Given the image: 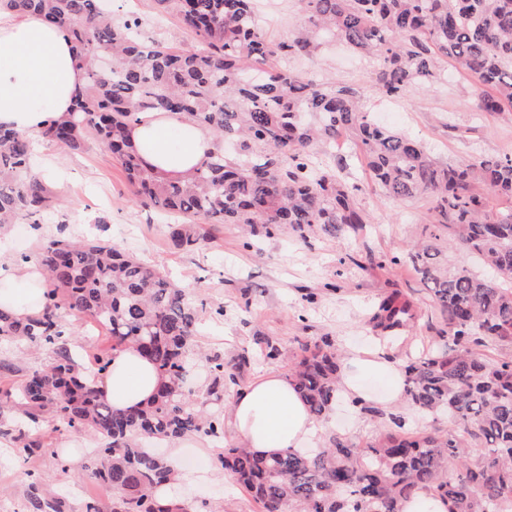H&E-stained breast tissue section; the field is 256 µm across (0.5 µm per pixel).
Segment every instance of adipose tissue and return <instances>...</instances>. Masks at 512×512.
<instances>
[{
    "mask_svg": "<svg viewBox=\"0 0 512 512\" xmlns=\"http://www.w3.org/2000/svg\"><path fill=\"white\" fill-rule=\"evenodd\" d=\"M85 82L70 40L35 14H18L0 0V127L40 140L49 118L65 116ZM129 136L145 166L176 180L201 167L217 145L205 126L177 113H159L135 124ZM44 272L38 261L0 259V310L22 319L43 308ZM160 377L154 365L130 347L114 355L100 384L104 399L122 410L143 406ZM338 389L349 402L404 403L400 360L384 348L351 349L340 361ZM226 427L258 456L301 452L323 427L310 414L288 374H266L234 396Z\"/></svg>",
    "mask_w": 512,
    "mask_h": 512,
    "instance_id": "obj_1",
    "label": "adipose tissue"
}]
</instances>
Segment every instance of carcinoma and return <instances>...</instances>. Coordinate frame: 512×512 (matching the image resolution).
Returning a JSON list of instances; mask_svg holds the SVG:
<instances>
[{"label": "carcinoma", "mask_w": 512, "mask_h": 512, "mask_svg": "<svg viewBox=\"0 0 512 512\" xmlns=\"http://www.w3.org/2000/svg\"><path fill=\"white\" fill-rule=\"evenodd\" d=\"M155 3L208 51L147 40L137 16L116 21L100 0H7L12 10L60 28L85 69L82 94L65 118L46 124L43 139L74 151L90 138L103 144L122 161L138 203L176 218L170 225L176 247L195 250L205 242L201 221L245 224L267 237L336 236L368 223L356 203L358 186L311 161L317 144L349 133L376 186L402 202L431 199L433 223L448 229V248L497 274L444 264L430 240L410 249L447 330L430 353L403 360L405 394L422 413H447L451 430L387 431L365 448L333 434L315 454L268 459L231 444L221 456L224 469L260 512H399L400 502L419 492L448 499L451 512H512V355L489 358L474 350L487 340L512 351V209L489 207L492 195L512 198V155L440 163L422 142L373 122L361 87L318 85L271 63L309 51L320 33H329L383 60L375 82L387 97L436 78L445 60L475 80V111L511 114L512 0H301L308 24L278 43L263 35L252 0ZM100 53L112 58L109 74L95 66ZM158 112L183 113L221 143L185 180L158 177L129 138L130 124ZM32 162L31 139L0 128V227L22 218L37 224L56 204L52 186L30 174ZM39 261L47 304L25 321L0 312V343L48 346L52 361L0 390V413L97 437L86 471L112 487V505L88 499L85 512H189L157 504L153 492L173 473L145 442L224 439L225 396L238 385L224 357H206L201 400L188 388L199 310L185 288L109 240H77L62 228L41 247ZM63 304L112 337L94 371L84 370L71 350ZM411 318L410 303L393 294L372 321L390 337ZM131 346L153 363L161 383L145 406L121 411L101 397L98 382L114 353ZM303 352L290 375L310 413L321 418L336 401L340 355L327 337ZM19 438L21 456L42 451L39 439L23 432ZM30 507L66 512L68 504L35 486Z\"/></svg>", "instance_id": "1"}]
</instances>
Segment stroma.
Instances as JSON below:
<instances>
[{"mask_svg": "<svg viewBox=\"0 0 512 512\" xmlns=\"http://www.w3.org/2000/svg\"><path fill=\"white\" fill-rule=\"evenodd\" d=\"M113 14H133L142 21L146 38L158 39L191 52L205 51L203 41L181 30L176 21L161 15L153 0H113ZM257 13L264 35L271 41L287 40L303 22L299 0H258ZM378 59L358 54L340 41H324L311 52L288 60L289 70L317 82L356 84L375 96L372 84ZM474 80L442 64L438 79L409 87L399 97L381 99L370 115L376 123L422 140L444 163L470 162L479 157L512 154V117L474 111ZM349 137L341 136L323 158L346 157V180L357 183L358 206L367 223L339 238L321 234H296L268 238L248 237L244 225H210V239L198 250L175 248L169 240L171 216L142 207L120 162L96 140L71 151L44 143L32 169L59 196V204L40 225L28 220L0 232V257L19 260L36 257L41 246L66 232L74 238L99 237L128 253L158 264L185 286L201 312L203 324L195 341L204 351L222 355L233 365L240 386H247L268 372H289L304 346L330 338L340 350L368 343L375 330L371 322L378 302L399 292L412 304L414 319L395 346L398 353L417 357L430 351L445 323L409 259L412 241L448 232L433 224L425 200L400 204L369 182L360 159L354 156ZM251 248H244V241ZM73 326L72 351L78 360H95L104 333L83 315L63 310ZM276 344L278 359H264L259 345ZM11 360L16 370L0 375V387L17 385L26 371L48 364L49 349L25 345L0 346V360ZM403 418L420 430L445 431L447 416H425L411 406L368 412L337 401L324 429L336 432L359 448L366 447ZM37 436L45 448L29 459L17 456L13 436L0 435V502L16 503L20 512H32L29 495L33 474L44 481L42 494L58 493L53 477L62 456L72 458L71 473L81 475L96 440L87 432L44 421ZM232 436L224 440L177 441L184 464V479L176 490L194 512H253L255 503L236 485L218 460Z\"/></svg>", "mask_w": 512, "mask_h": 512, "instance_id": "35a3bbf8", "label": "stroma"}]
</instances>
